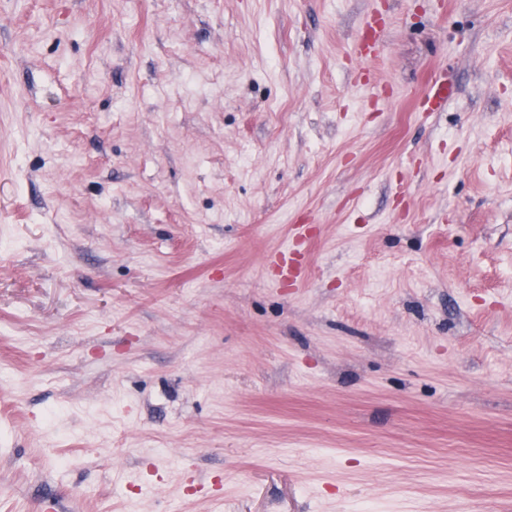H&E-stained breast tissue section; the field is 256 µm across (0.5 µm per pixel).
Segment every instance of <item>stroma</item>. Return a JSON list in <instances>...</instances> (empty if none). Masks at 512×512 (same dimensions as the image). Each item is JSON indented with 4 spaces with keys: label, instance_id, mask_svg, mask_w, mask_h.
<instances>
[{
    "label": "stroma",
    "instance_id": "obj_1",
    "mask_svg": "<svg viewBox=\"0 0 512 512\" xmlns=\"http://www.w3.org/2000/svg\"><path fill=\"white\" fill-rule=\"evenodd\" d=\"M362 507L512 512V0H0V512ZM450 95L451 88L446 78L435 80L429 84L423 97V111L437 112L445 105Z\"/></svg>",
    "mask_w": 512,
    "mask_h": 512
}]
</instances>
